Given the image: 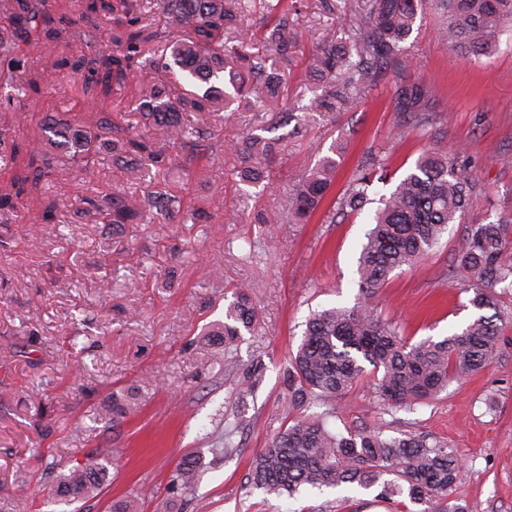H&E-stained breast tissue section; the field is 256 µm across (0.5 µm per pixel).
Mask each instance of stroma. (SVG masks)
<instances>
[{
  "label": "stroma",
  "mask_w": 512,
  "mask_h": 512,
  "mask_svg": "<svg viewBox=\"0 0 512 512\" xmlns=\"http://www.w3.org/2000/svg\"><path fill=\"white\" fill-rule=\"evenodd\" d=\"M355 25L347 0H302L289 12V106L312 96L308 69L317 37L329 29L344 35ZM437 28L426 15L405 44L411 76L433 86L439 99L433 128L391 139V85L384 80L302 134L289 125L275 130L268 190L244 184L229 153L211 157L202 177L171 171L179 194L206 200L215 223L128 224L116 234L111 225L76 219L73 209L89 190L108 192L121 181L104 164L93 179L71 172L53 183L64 202L58 218L71 226L66 236L50 225L38 233L9 225L0 235V512H111L120 497L135 500L137 512H413L407 496L383 502L372 489L312 490L291 499L246 483L253 456L282 424L276 405L287 393L284 374L307 316L355 304L356 262L374 203L420 154L466 146L478 179L470 222L512 215V36L502 35L491 56L463 60L450 55ZM36 109L73 114L87 103L67 76L41 87ZM339 143L335 192L369 151L386 158L387 178L369 186L361 212L332 217L328 200L309 223L281 229L280 198L304 166ZM258 205L268 223H252ZM464 233V225H450L428 256L393 272L375 297L378 313L408 341L448 336L474 316L469 292L444 274ZM105 279L111 292L100 288ZM243 284L260 324L243 334L234 356L238 366L261 360L265 371L233 438L236 453L218 460L212 450L238 402V375L224 368V350L210 345L206 332L223 323ZM499 294L502 338L489 367L411 411L384 408L367 380L325 417L327 428L342 434L378 427L389 437L421 433L454 448L461 468L453 497L467 512H512V289ZM130 388L138 411L111 425L104 406ZM99 448L114 451L102 491L78 507L54 500L56 477ZM186 455L201 457L203 468L194 489L181 495L169 482Z\"/></svg>",
  "instance_id": "1"
}]
</instances>
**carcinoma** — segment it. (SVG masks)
I'll return each mask as SVG.
<instances>
[{
  "label": "carcinoma",
  "instance_id": "carcinoma-1",
  "mask_svg": "<svg viewBox=\"0 0 512 512\" xmlns=\"http://www.w3.org/2000/svg\"><path fill=\"white\" fill-rule=\"evenodd\" d=\"M69 8L50 13L46 0H0V90L28 94L38 83L50 84L68 67L80 75L77 92L93 103L91 112L40 122L39 133L19 140L7 133L0 116V168L16 170L10 185H0V224L17 220V204L25 205L26 221L34 228L55 223L60 200L47 196L49 182L76 171L89 178L103 161L126 175L123 188L110 193L92 191L81 197L74 214L98 216L117 232L133 221L151 224L159 218L193 224L212 216L173 192L165 181L139 197L130 188L146 176H164L176 168L187 176L203 174L202 154H234L242 164V181H265L266 162L276 141L260 135L268 126L293 118L302 127L318 115L349 109L370 93L388 72L393 131L425 130L436 124L438 98L427 83L407 74L401 45L413 32L417 0H348L358 19L356 32L339 37L326 31L316 47L311 72L320 92L302 115L273 112L266 101L280 95V79L269 66L266 51L288 53V0H80L85 21L76 30L73 0ZM441 14L440 30L454 55L488 56L500 35L512 30V0H430ZM164 15L153 25V8ZM259 13L262 50L248 52L247 37L231 34L245 14ZM112 21V47L95 48L99 31ZM78 40L89 48L68 59L57 47ZM34 43L42 67L34 71L21 45ZM179 68L182 74L174 72ZM231 91L217 94L216 85ZM134 86L136 111L143 126L112 109L115 91ZM241 102L260 111L257 131L229 144L212 137L210 127L192 116L227 109ZM174 145L177 152L167 153ZM464 150L423 153L389 196L382 199L373 227L356 266L359 294L351 307H334L311 314L304 338L288 368V394L280 403L285 415L313 405L335 412L336 401L357 382L372 374L383 406L410 411L432 400L453 379L475 374L491 364L499 351L501 315L495 288H512V216L497 223L472 224L454 258L459 283L473 293L477 316L441 339L410 343L392 323L374 313L371 300L390 274L413 265L428 254L448 225L465 222L476 188L473 169L460 163ZM336 160L325 157L307 169L282 198L279 223L305 224L322 206L335 177ZM385 170L384 160L368 153L357 173L335 200L339 213L361 209L367 189ZM259 325L247 289L238 288L225 312L224 324L207 332L224 345V354ZM264 366L253 363L240 373V387L250 393L262 381ZM135 411L133 394L112 398L106 409L112 424ZM241 411L224 417V447L234 453L232 436ZM111 450L98 449V459L62 475L57 496L65 501L94 497L104 487L108 471L98 460ZM461 461L447 445L421 434L388 438L379 429L337 435L318 413L292 419L254 457L248 483L255 490L292 497L305 488L379 489L376 497L407 494L420 512H465L452 502ZM201 469L198 457H185L174 469L170 488L190 492Z\"/></svg>",
  "mask_w": 512,
  "mask_h": 512
}]
</instances>
